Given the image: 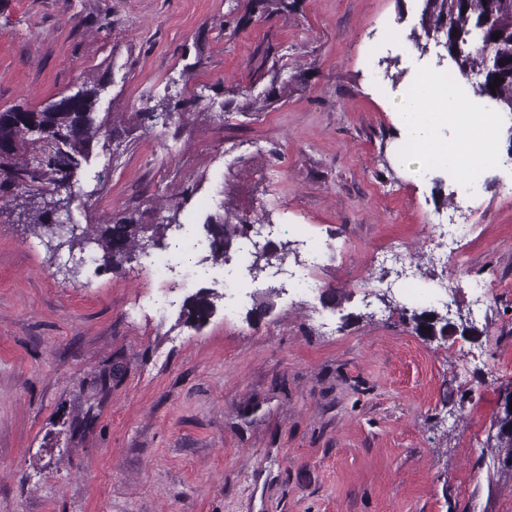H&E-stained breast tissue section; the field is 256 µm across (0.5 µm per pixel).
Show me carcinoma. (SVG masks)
Returning <instances> with one entry per match:
<instances>
[{
	"label": "carcinoma",
	"instance_id": "cac0c4a2",
	"mask_svg": "<svg viewBox=\"0 0 512 512\" xmlns=\"http://www.w3.org/2000/svg\"><path fill=\"white\" fill-rule=\"evenodd\" d=\"M499 39H493L494 34ZM412 46L424 54L430 43L443 44L446 51L458 52L454 66L458 75L470 79L483 74L485 84H498L490 99L504 112H512V0H422L418 26L408 35ZM299 70L280 81L273 76L270 85L254 98L238 88L227 91L224 112L265 110L285 97L288 83L302 78ZM501 82H495V78ZM104 83L81 84V95L65 104L58 99L41 109L16 108L0 112V214L18 211V218L29 230L45 232L58 240L55 249L67 247L89 250L94 262L119 270L163 246L168 230L180 225V206L173 205L172 214L157 224H144L133 216L114 214L96 224H89L81 233L71 219L51 222L74 200L70 181L91 163L94 148L112 147L119 153L121 141L111 135L117 116L99 115ZM162 113L169 120L178 115L167 94L143 112H133L122 120L128 128L146 125ZM252 221L224 207L222 219L210 223V260L218 265L228 261L232 247L247 238ZM289 249L263 247L250 253L248 271L259 279L269 269L285 262ZM215 303L212 294L197 292L192 296L190 317L201 322L212 315Z\"/></svg>",
	"mask_w": 512,
	"mask_h": 512
}]
</instances>
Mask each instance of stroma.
I'll list each match as a JSON object with an SVG mask.
<instances>
[{
	"instance_id": "stroma-1",
	"label": "stroma",
	"mask_w": 512,
	"mask_h": 512,
	"mask_svg": "<svg viewBox=\"0 0 512 512\" xmlns=\"http://www.w3.org/2000/svg\"><path fill=\"white\" fill-rule=\"evenodd\" d=\"M420 6L0 0V111L90 77L106 85L102 111L168 93L185 114L97 155L77 176L74 223L133 212L153 224L176 199L201 259L226 200L273 224L270 242L321 283L268 296L247 281L225 297L237 255L171 288L148 263L162 249L112 271L1 217L0 512H512L492 425L512 385V114L474 195L447 170L420 172L397 103L443 49L386 39L417 26ZM262 65L306 75L275 108L222 118L225 88L253 87ZM450 220L471 228L460 277L437 260L433 227ZM394 234L406 248L380 263ZM409 263L430 299L395 285ZM202 289L216 310L198 324L187 307ZM449 308L473 332L457 320L441 338L416 331L414 314Z\"/></svg>"
}]
</instances>
